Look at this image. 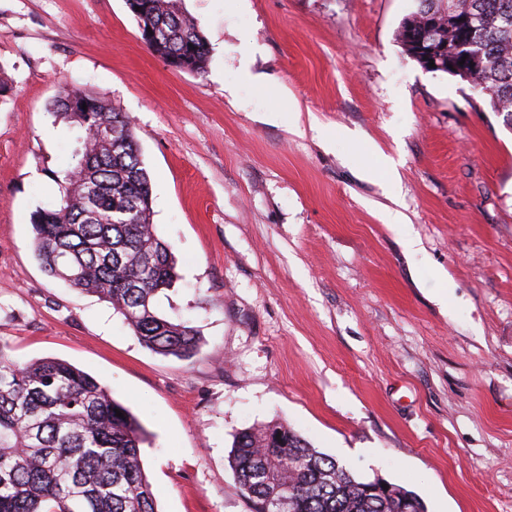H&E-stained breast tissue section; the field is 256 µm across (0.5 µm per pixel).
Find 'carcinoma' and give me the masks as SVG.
I'll return each mask as SVG.
<instances>
[{
  "mask_svg": "<svg viewBox=\"0 0 512 512\" xmlns=\"http://www.w3.org/2000/svg\"><path fill=\"white\" fill-rule=\"evenodd\" d=\"M415 2L397 33L406 53L423 64L415 35L434 24L437 71L487 96L512 129V0ZM179 3L126 0L153 54L202 73L207 44ZM468 15L473 27L465 30L459 19ZM468 36L477 52L460 65L449 47ZM53 110L80 136L76 164L54 178L59 194L31 217L41 267L110 303L152 352L195 355L199 331L154 309L157 294L176 279L175 259L152 221L151 179L131 118L67 81ZM145 442L137 418L97 378L58 358L20 364L0 347V512H158L143 467ZM229 465L250 512H267L268 501L282 496L287 512H394L409 494L355 477L277 421L239 432Z\"/></svg>",
  "mask_w": 512,
  "mask_h": 512,
  "instance_id": "obj_1",
  "label": "carcinoma"
}]
</instances>
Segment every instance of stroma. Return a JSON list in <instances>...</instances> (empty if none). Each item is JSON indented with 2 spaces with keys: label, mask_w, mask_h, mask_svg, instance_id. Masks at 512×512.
<instances>
[{
  "label": "stroma",
  "mask_w": 512,
  "mask_h": 512,
  "mask_svg": "<svg viewBox=\"0 0 512 512\" xmlns=\"http://www.w3.org/2000/svg\"><path fill=\"white\" fill-rule=\"evenodd\" d=\"M181 7L201 74L156 57L125 0H0V345L111 387L159 512H249L229 452L277 419L427 512H512V129L407 55L414 0ZM63 80L134 123L177 262L154 306L199 329L192 358L35 257L31 215L74 164Z\"/></svg>",
  "instance_id": "35a3bbf8"
}]
</instances>
